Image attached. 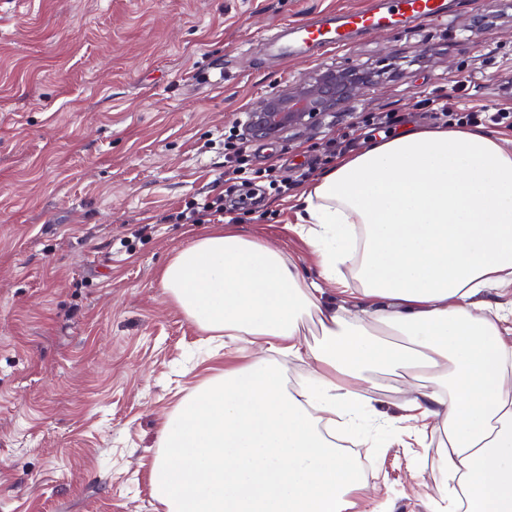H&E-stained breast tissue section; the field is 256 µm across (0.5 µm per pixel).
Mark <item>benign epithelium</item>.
Returning a JSON list of instances; mask_svg holds the SVG:
<instances>
[{
  "label": "benign epithelium",
  "mask_w": 512,
  "mask_h": 512,
  "mask_svg": "<svg viewBox=\"0 0 512 512\" xmlns=\"http://www.w3.org/2000/svg\"><path fill=\"white\" fill-rule=\"evenodd\" d=\"M375 82V73L359 67H319L302 76L284 92L265 97L247 113L244 134L254 139L275 138L306 127L316 116L354 102L360 90Z\"/></svg>",
  "instance_id": "1"
}]
</instances>
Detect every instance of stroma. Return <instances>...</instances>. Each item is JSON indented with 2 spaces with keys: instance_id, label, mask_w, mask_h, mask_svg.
<instances>
[{
  "instance_id": "obj_1",
  "label": "stroma",
  "mask_w": 512,
  "mask_h": 512,
  "mask_svg": "<svg viewBox=\"0 0 512 512\" xmlns=\"http://www.w3.org/2000/svg\"><path fill=\"white\" fill-rule=\"evenodd\" d=\"M366 2L0 0V512H157L162 419L248 360L164 293L177 250L232 224L317 277L295 197L374 116L430 126L434 98L512 112V0L282 56L288 28ZM343 65L384 76L310 126L246 139L253 179L235 180L224 142L247 112ZM207 197L224 214L174 221ZM408 379L375 374L343 437L367 470L353 512L434 508L440 449L403 418Z\"/></svg>"
}]
</instances>
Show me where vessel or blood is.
I'll return each mask as SVG.
<instances>
[{"label": "vessel or blood", "instance_id": "obj_1", "mask_svg": "<svg viewBox=\"0 0 512 512\" xmlns=\"http://www.w3.org/2000/svg\"><path fill=\"white\" fill-rule=\"evenodd\" d=\"M446 0H380L377 5L348 9L296 25L293 40L284 46L293 55L310 46H346L351 34L372 33L400 26L414 19L427 23L446 12Z\"/></svg>", "mask_w": 512, "mask_h": 512}]
</instances>
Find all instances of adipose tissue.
<instances>
[{"mask_svg": "<svg viewBox=\"0 0 512 512\" xmlns=\"http://www.w3.org/2000/svg\"><path fill=\"white\" fill-rule=\"evenodd\" d=\"M297 204L317 278L230 225L162 271L195 325L254 352L164 419L152 471L161 512H352L364 482L331 433L359 419L373 373L399 369L425 379L406 391L410 419L448 443L435 512H512V327L481 298L512 287V143L483 126L411 122L340 159ZM329 284L361 315L328 304ZM309 317L321 336L312 346L302 340ZM386 330L400 343L382 339ZM281 353L313 367L296 389Z\"/></svg>", "mask_w": 512, "mask_h": 512, "instance_id": "ef3b65f1", "label": "adipose tissue"}]
</instances>
